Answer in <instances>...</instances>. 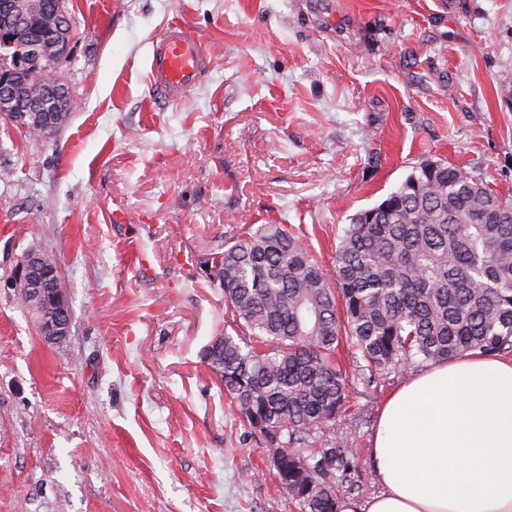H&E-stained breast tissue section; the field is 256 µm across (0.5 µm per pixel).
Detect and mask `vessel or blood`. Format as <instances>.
Wrapping results in <instances>:
<instances>
[{
	"label": "vessel or blood",
	"instance_id": "vessel-or-blood-1",
	"mask_svg": "<svg viewBox=\"0 0 512 512\" xmlns=\"http://www.w3.org/2000/svg\"><path fill=\"white\" fill-rule=\"evenodd\" d=\"M205 48L180 28L168 29L153 46L150 81L167 100H178L197 81Z\"/></svg>",
	"mask_w": 512,
	"mask_h": 512
}]
</instances>
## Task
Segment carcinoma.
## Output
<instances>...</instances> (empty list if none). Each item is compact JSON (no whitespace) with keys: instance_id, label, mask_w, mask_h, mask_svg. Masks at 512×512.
<instances>
[{"instance_id":"cac0c4a2","label":"carcinoma","mask_w":512,"mask_h":512,"mask_svg":"<svg viewBox=\"0 0 512 512\" xmlns=\"http://www.w3.org/2000/svg\"><path fill=\"white\" fill-rule=\"evenodd\" d=\"M14 2L28 22L12 47L0 46V69L18 52L39 56L14 87L31 102L56 65L48 33L57 15L53 4ZM209 261L233 333L212 337L202 360L237 417L280 456L273 477L298 512H340L335 475L354 470L350 448L302 451L345 407V373L332 361L341 343L371 379L464 352L512 351V202L459 167L425 163L353 215L336 245L334 280L281 224L224 241Z\"/></svg>"}]
</instances>
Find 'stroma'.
Wrapping results in <instances>:
<instances>
[{
    "label": "stroma",
    "mask_w": 512,
    "mask_h": 512,
    "mask_svg": "<svg viewBox=\"0 0 512 512\" xmlns=\"http://www.w3.org/2000/svg\"><path fill=\"white\" fill-rule=\"evenodd\" d=\"M65 9L54 76L75 108L48 138L0 118V512H297L201 359L232 327L207 259L283 224L333 275L351 217L428 161L512 198V0ZM173 26L206 55L171 102L149 60ZM31 250L60 267L70 333L55 344L10 285ZM414 372L350 369L345 409L312 433L310 449L354 453L341 498L380 492L371 438Z\"/></svg>",
    "instance_id": "35a3bbf8"
}]
</instances>
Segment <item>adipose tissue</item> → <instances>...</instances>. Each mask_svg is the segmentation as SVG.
<instances>
[{"instance_id": "ef3b65f1", "label": "adipose tissue", "mask_w": 512, "mask_h": 512, "mask_svg": "<svg viewBox=\"0 0 512 512\" xmlns=\"http://www.w3.org/2000/svg\"><path fill=\"white\" fill-rule=\"evenodd\" d=\"M371 455L380 493L341 512H512V362L466 353L411 376Z\"/></svg>"}]
</instances>
